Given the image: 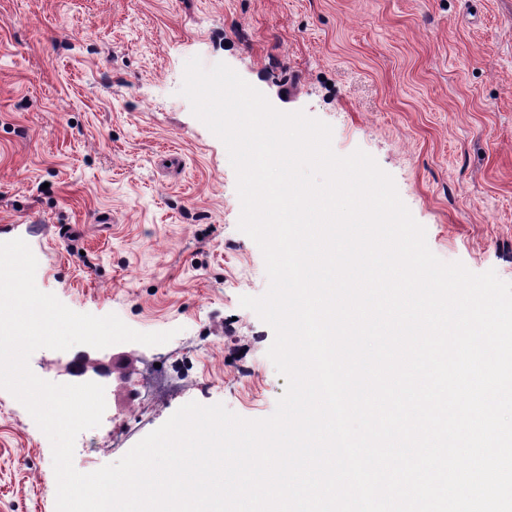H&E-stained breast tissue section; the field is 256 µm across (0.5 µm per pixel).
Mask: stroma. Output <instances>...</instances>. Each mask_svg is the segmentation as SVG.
Returning <instances> with one entry per match:
<instances>
[{
	"mask_svg": "<svg viewBox=\"0 0 512 512\" xmlns=\"http://www.w3.org/2000/svg\"><path fill=\"white\" fill-rule=\"evenodd\" d=\"M223 62L284 112L370 154L442 261L512 282V0H0V242L25 240L37 287L73 311L173 331L195 382L114 428L153 347L103 378L100 426L73 463L116 462L182 405L271 415L285 380L274 333L244 295L268 287L238 229L224 144L179 89L184 65ZM84 346L42 348L54 383ZM52 447L0 390V512H55Z\"/></svg>",
	"mask_w": 512,
	"mask_h": 512,
	"instance_id": "stroma-1",
	"label": "stroma"
}]
</instances>
